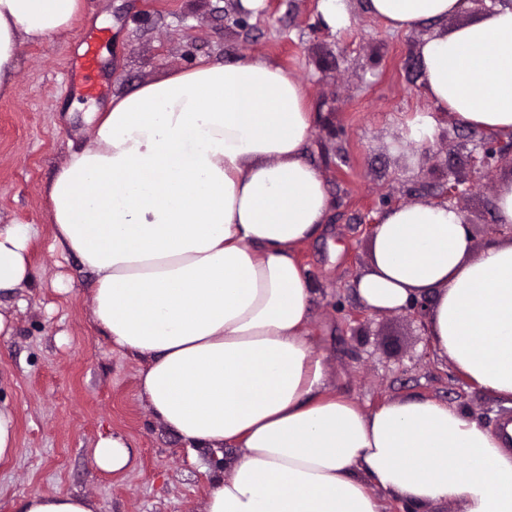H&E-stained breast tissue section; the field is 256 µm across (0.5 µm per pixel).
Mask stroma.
I'll list each match as a JSON object with an SVG mask.
<instances>
[{
  "mask_svg": "<svg viewBox=\"0 0 512 512\" xmlns=\"http://www.w3.org/2000/svg\"><path fill=\"white\" fill-rule=\"evenodd\" d=\"M348 7L350 26L333 33L319 22L317 0H276L243 26L232 22L236 0H85L65 36L18 45L14 90L0 99V225H32L37 279L18 296L0 297V310L13 318L11 334L0 335V405L15 418L19 448L0 462V512L35 491L83 494L99 512H204L213 475L238 454L187 447L153 414L140 396L143 361L112 349L92 322V274L77 257L49 248L46 189L70 152L91 142L87 113L201 58H265L307 89L315 130L306 154L332 209L298 255L310 279L309 332L333 388L367 411L433 398L490 430L512 416L511 406L439 357L408 312L349 317L362 306L355 281L370 259L365 224L392 205L436 199L448 184L470 179L485 133L438 112L431 140L412 142V121L431 108L417 54L423 34L389 31L365 0ZM93 36L100 91L86 98L67 70ZM511 173L497 170L459 203L474 249L512 236L491 232L499 223L497 184ZM110 435L126 441L130 459L105 473L92 453Z\"/></svg>",
  "mask_w": 512,
  "mask_h": 512,
  "instance_id": "1",
  "label": "stroma"
}]
</instances>
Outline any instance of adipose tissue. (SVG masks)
Segmentation results:
<instances>
[{"label":"adipose tissue","mask_w":512,"mask_h":512,"mask_svg":"<svg viewBox=\"0 0 512 512\" xmlns=\"http://www.w3.org/2000/svg\"><path fill=\"white\" fill-rule=\"evenodd\" d=\"M465 0H366L390 31L436 24L418 46L436 111L512 132V0L445 28ZM82 0H0V97L20 42L67 33ZM93 139L47 188L53 246L94 276L91 315L146 362L140 391L191 447L238 456L213 476L205 512H386L388 501L512 512V450L457 407L394 400L363 412L330 386L308 330L298 247L331 197L305 146L303 83L262 58L201 60L113 96ZM32 230L0 226V293L32 283ZM365 306L430 298L437 353L512 406V240L471 247L465 215L436 200L384 211ZM15 512H98L77 493L22 495Z\"/></svg>","instance_id":"adipose-tissue-1"}]
</instances>
